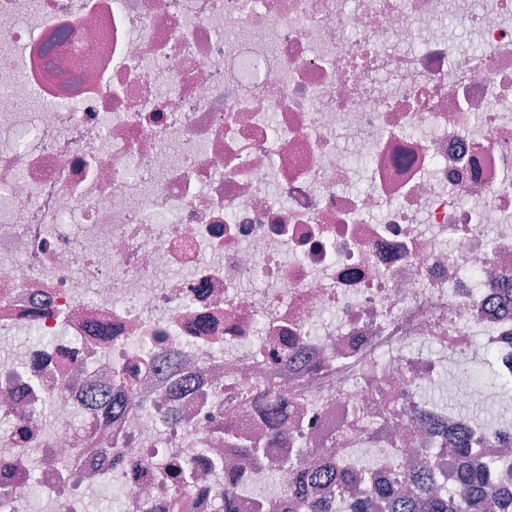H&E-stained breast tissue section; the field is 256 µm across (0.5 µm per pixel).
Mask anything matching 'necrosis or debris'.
<instances>
[{
	"label": "necrosis or debris",
	"mask_w": 512,
	"mask_h": 512,
	"mask_svg": "<svg viewBox=\"0 0 512 512\" xmlns=\"http://www.w3.org/2000/svg\"><path fill=\"white\" fill-rule=\"evenodd\" d=\"M486 360L512 381V0H0L19 512H355L291 495L299 448L407 490L464 428L512 464L511 396L433 392ZM286 394L281 389L280 385L274 382L268 386L267 393L257 401L267 430L271 431L273 435H280V417H281V402L285 400Z\"/></svg>",
	"instance_id": "1"
}]
</instances>
